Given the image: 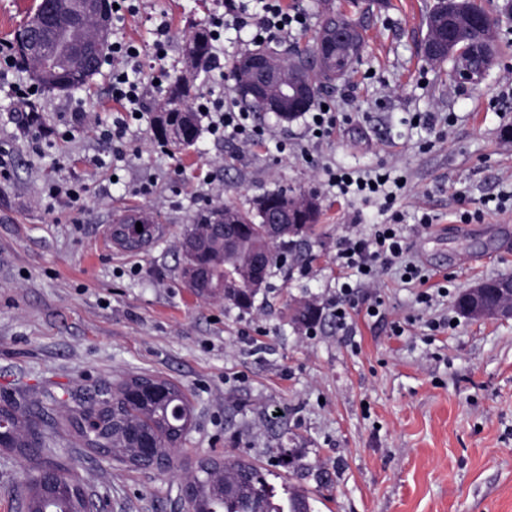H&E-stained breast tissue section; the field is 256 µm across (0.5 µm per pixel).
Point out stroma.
I'll return each mask as SVG.
<instances>
[{"mask_svg":"<svg viewBox=\"0 0 512 512\" xmlns=\"http://www.w3.org/2000/svg\"><path fill=\"white\" fill-rule=\"evenodd\" d=\"M435 0H288L307 27L278 39L281 50L313 43L324 13L345 14L365 39L349 75L320 91L342 120L315 140L304 118H251L262 145L217 140L200 119L194 146L160 147L153 116L164 91L151 92L126 135H105L117 117L109 65L87 85L42 93L37 118L7 93L30 80L28 69L0 74V149L10 152L0 177V397L24 389L90 388L146 373L181 384L195 420L166 473L102 458L58 432L47 460L72 468L102 512H171L178 488L198 459L246 457L274 472L277 495L303 489L313 512H512V319L473 321L456 298L479 281L512 274V207L484 221L458 223L462 202L512 191V16L502 0H476L498 19L503 47L483 81L459 86L445 63L422 51ZM113 24L112 38L144 49L127 64L151 82L187 71L183 46L196 24L224 12V0H135ZM168 26V55L149 49L158 24ZM250 47L224 35V75L199 74L193 96L234 97L233 64ZM432 115L415 126L413 115ZM450 125H443V118ZM406 176L397 202L409 258L447 276L449 295L424 308L418 283L397 271L381 276L383 319L351 311L342 335L332 304L343 272L336 243L368 232L386 216L380 202L341 196L325 168ZM54 182H79V208L49 197ZM151 193H142L143 185ZM280 189L315 194L318 224L286 262L272 267L253 306L203 299L181 276L180 244L199 214L230 205L254 211ZM153 216L155 240L137 253L108 240L123 210ZM434 227L421 231L422 214ZM314 304L315 327L292 324L296 303ZM445 328L429 330L430 320ZM400 324L403 335L391 332ZM296 448L304 469L272 457ZM24 464L0 451V512H22Z\"/></svg>","mask_w":512,"mask_h":512,"instance_id":"1","label":"stroma"}]
</instances>
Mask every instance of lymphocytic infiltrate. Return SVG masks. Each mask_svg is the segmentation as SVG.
<instances>
[{
  "mask_svg": "<svg viewBox=\"0 0 512 512\" xmlns=\"http://www.w3.org/2000/svg\"><path fill=\"white\" fill-rule=\"evenodd\" d=\"M307 16L296 8H288L284 0H227V11L223 17L213 19L211 34L213 40H221L225 30L248 31L249 42L259 46L273 37H285L294 29L304 28ZM112 71L109 75V90L114 103L122 111L135 115L142 113L148 95L146 86L130 78L125 65L140 56L138 44L126 41L112 42L109 49ZM193 108L203 115H212L210 131L219 138H237L255 145L262 143L264 132L250 124L249 112L223 98L199 97ZM331 184L338 186L342 193L364 199H383L384 210L390 211V221L373 225L368 233L342 237L336 250V264L341 269L355 271L358 282L343 281L336 291L332 315L340 330L349 327V310L355 305L359 284H376L382 271L395 267L401 276L422 280L421 269L407 261L408 245L401 231L400 212L393 206L405 188L407 181L391 176L387 171H376L363 176H353L342 170H328Z\"/></svg>",
  "mask_w": 512,
  "mask_h": 512,
  "instance_id": "1",
  "label": "lymphocytic infiltrate"
}]
</instances>
